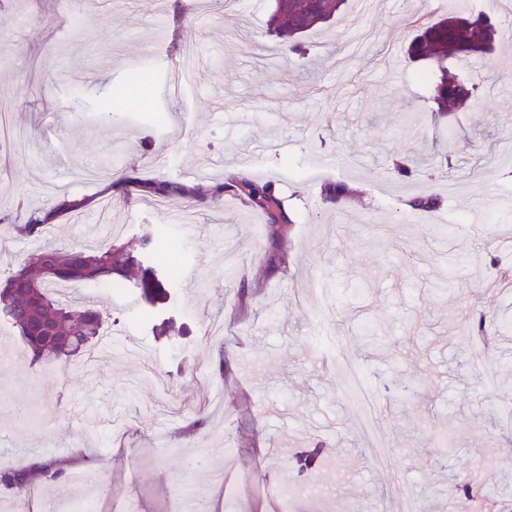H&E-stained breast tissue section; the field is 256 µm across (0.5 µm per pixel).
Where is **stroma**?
I'll list each match as a JSON object with an SVG mask.
<instances>
[{
	"instance_id": "1",
	"label": "stroma",
	"mask_w": 512,
	"mask_h": 512,
	"mask_svg": "<svg viewBox=\"0 0 512 512\" xmlns=\"http://www.w3.org/2000/svg\"><path fill=\"white\" fill-rule=\"evenodd\" d=\"M273 0L202 12L201 0H0V280L50 241L120 244L143 230L167 263L159 279L194 278L138 301L67 287L116 319L95 361L29 365L13 327L0 346V466L89 450L71 486L92 512H185L189 482L211 512H448L456 476L512 498V436L491 420L512 404V330L483 355L464 326L481 310L512 316V288L490 257L512 266V0H477L464 17L493 40L475 71L405 57L411 40L454 17L440 0H371L296 41L267 28ZM190 69L180 96L170 66ZM154 82L128 94L109 126L91 123L94 96L135 70ZM464 88L439 125L407 131L406 114L434 112L441 78ZM163 122L142 121L147 107ZM452 153L453 166L440 156ZM340 156L318 173L319 156ZM415 159L411 178L386 158ZM136 178L137 186L110 188ZM273 182L281 218L240 196L243 180ZM354 191L324 204L326 183ZM181 195L158 201L153 185ZM439 194V209H412ZM83 209L45 236L14 225L60 199ZM287 261L270 269L275 235ZM170 322L177 336H160ZM194 435L183 427L196 414ZM25 499L0 486V512H54L56 484Z\"/></svg>"
}]
</instances>
